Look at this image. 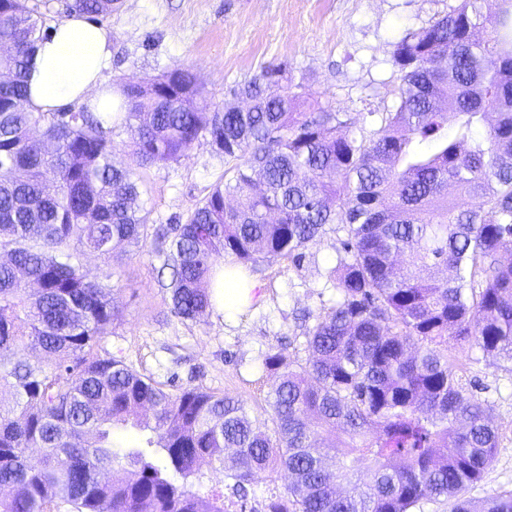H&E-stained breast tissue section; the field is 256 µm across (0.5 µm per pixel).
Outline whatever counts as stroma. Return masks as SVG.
<instances>
[{
  "label": "stroma",
  "mask_w": 512,
  "mask_h": 512,
  "mask_svg": "<svg viewBox=\"0 0 512 512\" xmlns=\"http://www.w3.org/2000/svg\"><path fill=\"white\" fill-rule=\"evenodd\" d=\"M457 0H120L100 25L111 57L105 82L148 80L174 67L190 69L209 101L222 104L263 67L278 65L304 79L315 100L348 112L365 123L394 101L393 45L407 31L428 26ZM224 156L208 140L195 143L178 162L138 172L139 204L151 224L185 218L211 185L223 180ZM340 232L327 231L309 245L301 263L261 258L252 276L251 304L233 317L210 310L184 321L169 310L157 284L164 257L153 241L142 252L105 266L95 255L83 263L94 274L111 272L118 315L98 352L125 361L172 392L197 387L242 399L259 421L268 419V394L275 383L262 365L264 355L283 350L294 360L307 356L300 317L319 315L337 291L327 272L337 260ZM459 375L485 401L501 438L497 456L468 492L470 498L512 491V361L483 355L475 347L449 341ZM200 493L222 489L229 512H265L282 493L285 472L263 475L246 498L233 481L202 465Z\"/></svg>",
  "instance_id": "stroma-1"
}]
</instances>
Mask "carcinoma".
Returning a JSON list of instances; mask_svg holds the SVG:
<instances>
[{"instance_id":"obj_1","label":"carcinoma","mask_w":512,"mask_h":512,"mask_svg":"<svg viewBox=\"0 0 512 512\" xmlns=\"http://www.w3.org/2000/svg\"><path fill=\"white\" fill-rule=\"evenodd\" d=\"M117 0H0V512H226L224 493L193 490L201 462L235 490L280 469L289 482L265 512H512V492L466 496L500 445L486 404L461 382L448 338L512 360V0H458L394 44L393 105L351 118L267 66L226 103L196 105V75L174 68L116 81V112H37L29 63L47 12L101 20ZM129 136L124 160L114 127ZM228 178L185 222L148 223L136 168L173 163L202 137ZM478 198L476 209L464 207ZM335 225L328 281L336 303L306 333L305 363L279 350L272 433L235 397L169 392L94 347L116 315L107 263L151 237L170 269V312L213 308V274L230 254L298 262ZM24 345L44 354L19 360ZM135 431L115 446L116 430ZM42 452L39 464L27 451Z\"/></svg>"}]
</instances>
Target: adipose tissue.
<instances>
[{"instance_id":"adipose-tissue-1","label":"adipose tissue","mask_w":512,"mask_h":512,"mask_svg":"<svg viewBox=\"0 0 512 512\" xmlns=\"http://www.w3.org/2000/svg\"><path fill=\"white\" fill-rule=\"evenodd\" d=\"M109 57L105 31L86 17L74 15L54 23L32 61L31 105L42 112H56L76 103L104 111L111 96L102 78ZM254 288L240 269L225 267L215 288L216 304L228 314L240 311L252 301Z\"/></svg>"}]
</instances>
